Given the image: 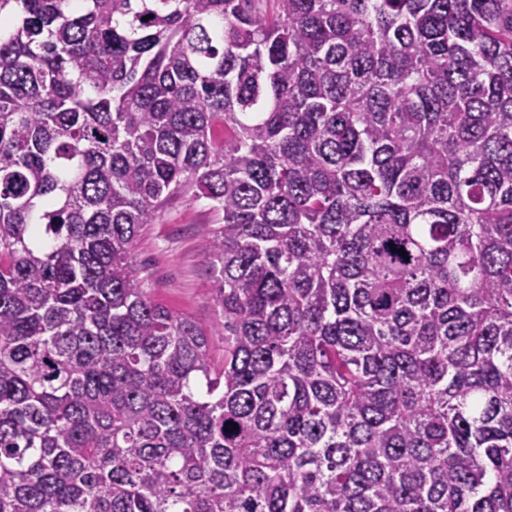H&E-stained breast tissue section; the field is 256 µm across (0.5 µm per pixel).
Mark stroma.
Listing matches in <instances>:
<instances>
[{"mask_svg": "<svg viewBox=\"0 0 512 512\" xmlns=\"http://www.w3.org/2000/svg\"><path fill=\"white\" fill-rule=\"evenodd\" d=\"M218 224L207 200L177 196L166 202L156 223L141 228L134 248L153 301L207 327L220 314L209 301L216 277L201 242Z\"/></svg>", "mask_w": 512, "mask_h": 512, "instance_id": "35a3bbf8", "label": "stroma"}]
</instances>
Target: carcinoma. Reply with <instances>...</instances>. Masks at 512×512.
Masks as SVG:
<instances>
[{"label":"carcinoma","mask_w":512,"mask_h":512,"mask_svg":"<svg viewBox=\"0 0 512 512\" xmlns=\"http://www.w3.org/2000/svg\"><path fill=\"white\" fill-rule=\"evenodd\" d=\"M1 17L0 512H512V0ZM185 193L213 330L133 259Z\"/></svg>","instance_id":"cac0c4a2"}]
</instances>
